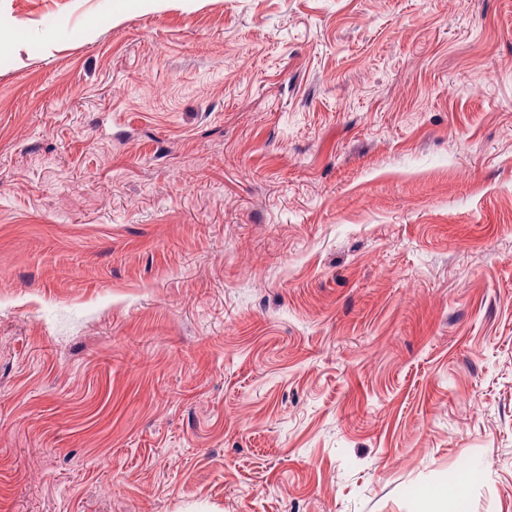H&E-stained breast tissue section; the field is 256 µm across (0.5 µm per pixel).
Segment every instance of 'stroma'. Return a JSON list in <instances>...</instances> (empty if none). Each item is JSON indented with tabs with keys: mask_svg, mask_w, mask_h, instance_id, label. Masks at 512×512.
Returning a JSON list of instances; mask_svg holds the SVG:
<instances>
[{
	"mask_svg": "<svg viewBox=\"0 0 512 512\" xmlns=\"http://www.w3.org/2000/svg\"><path fill=\"white\" fill-rule=\"evenodd\" d=\"M0 512H512V0H0ZM464 497V478L459 477L450 486L435 490L430 498L429 510L423 512H446L448 508V498L461 502Z\"/></svg>",
	"mask_w": 512,
	"mask_h": 512,
	"instance_id": "obj_1",
	"label": "stroma"
}]
</instances>
